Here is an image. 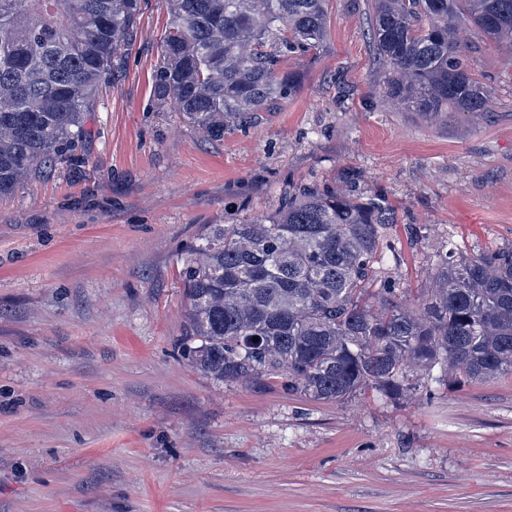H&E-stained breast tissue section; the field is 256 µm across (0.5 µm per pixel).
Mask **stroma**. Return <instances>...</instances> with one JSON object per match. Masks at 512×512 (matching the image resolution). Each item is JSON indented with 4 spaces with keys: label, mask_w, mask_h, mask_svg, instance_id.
Instances as JSON below:
<instances>
[{
    "label": "stroma",
    "mask_w": 512,
    "mask_h": 512,
    "mask_svg": "<svg viewBox=\"0 0 512 512\" xmlns=\"http://www.w3.org/2000/svg\"><path fill=\"white\" fill-rule=\"evenodd\" d=\"M300 91L221 142L157 108L169 15L144 0L79 140L0 198V512H512V377L314 402L223 383L184 352L181 257L204 225L292 185L385 198L384 281L418 296L440 255L512 243V43L468 33L482 119L383 94L371 0H327Z\"/></svg>",
    "instance_id": "stroma-1"
}]
</instances>
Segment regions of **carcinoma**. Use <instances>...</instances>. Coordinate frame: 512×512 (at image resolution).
Wrapping results in <instances>:
<instances>
[{
	"label": "carcinoma",
	"instance_id": "obj_1",
	"mask_svg": "<svg viewBox=\"0 0 512 512\" xmlns=\"http://www.w3.org/2000/svg\"><path fill=\"white\" fill-rule=\"evenodd\" d=\"M166 3L155 100L214 141L295 96L303 77L284 62L327 38L326 0ZM140 11L141 0H0V196L66 153L77 160L73 140ZM464 27L512 39V0H373L384 96L430 119L490 112ZM393 223L379 198L299 186L272 214L207 225L200 259H181L192 363L331 403L366 389L400 398L438 365L468 382L512 375V245L440 257L435 287L412 300L373 288Z\"/></svg>",
	"mask_w": 512,
	"mask_h": 512
}]
</instances>
